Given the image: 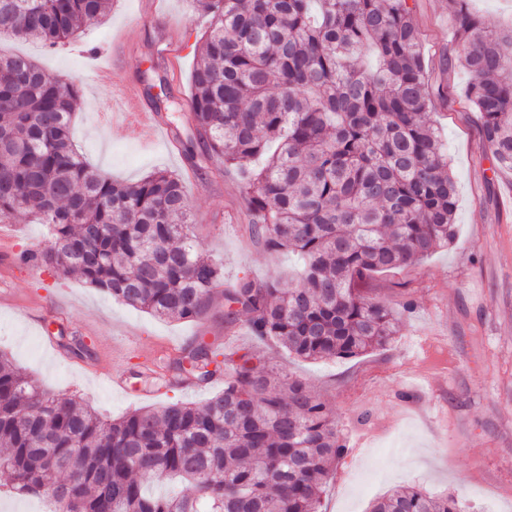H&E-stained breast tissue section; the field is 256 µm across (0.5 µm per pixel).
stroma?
<instances>
[{"instance_id":"obj_1","label":"stroma","mask_w":512,"mask_h":512,"mask_svg":"<svg viewBox=\"0 0 512 512\" xmlns=\"http://www.w3.org/2000/svg\"><path fill=\"white\" fill-rule=\"evenodd\" d=\"M154 20L120 49L112 35L140 8V0H112L104 16L88 21L75 38L49 48L33 38L0 41V51L30 56L52 77H80L72 137L101 173L136 181L160 170L185 176L200 249L224 262V282L266 279L288 271L295 259L270 254L251 239V218L235 173L201 179L188 170L171 141L146 145L131 127L112 123L115 90L98 86L91 49L113 52L121 77L143 84L157 65L162 86L145 95L151 110L187 103L194 48L208 18L196 0H156ZM446 0H416L415 19L425 35L427 57L447 48L452 23ZM182 52L168 62L172 39ZM439 128L455 176L457 238L417 266L369 281L372 295L391 304L412 300L400 334L386 349L329 361L289 359L273 341L260 342L243 322L227 324L215 301L202 321L152 317L90 288L78 279L31 271L17 254L48 239L46 225L26 217L0 223V292L14 307L0 308V351L51 393L67 394L106 417L156 407L171 400L201 403L223 389L175 387L150 390V372L131 375L145 355L184 346L196 337L228 348L247 347L269 364H289L335 414L347 449L323 497L321 512H368L376 499L419 487L458 497L464 512H512V174L494 177L475 117L440 103L430 113ZM76 331L89 357L66 355L55 336L59 326ZM126 350L122 390L97 370ZM439 378L437 388L417 384L421 371Z\"/></svg>"}]
</instances>
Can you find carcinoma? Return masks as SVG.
I'll use <instances>...</instances> for the list:
<instances>
[{
	"mask_svg": "<svg viewBox=\"0 0 512 512\" xmlns=\"http://www.w3.org/2000/svg\"><path fill=\"white\" fill-rule=\"evenodd\" d=\"M210 19L196 45L191 111L173 130L190 165L235 171L253 240L288 251L295 280L243 276L225 316L302 360L372 353L399 332L397 310L362 289L456 238L457 187L428 113L439 100L476 115L493 174L512 171V29H489L469 0H447L448 50L429 65L409 0H197ZM107 0H0V37L49 46L107 11ZM470 82L449 98L448 76ZM79 98L26 55L0 56V223L50 229L17 261L77 276L154 317H204L224 265L198 250L183 176L133 183L93 170L70 137ZM60 338L81 357L82 337ZM173 369L224 390L117 419L41 390L0 353V471L10 492L71 512H319L347 444L327 404L287 365L199 338ZM55 460L49 465V460ZM178 480L157 496L146 485ZM370 512H463L454 495L392 493Z\"/></svg>",
	"mask_w": 512,
	"mask_h": 512,
	"instance_id": "1",
	"label": "carcinoma"
}]
</instances>
